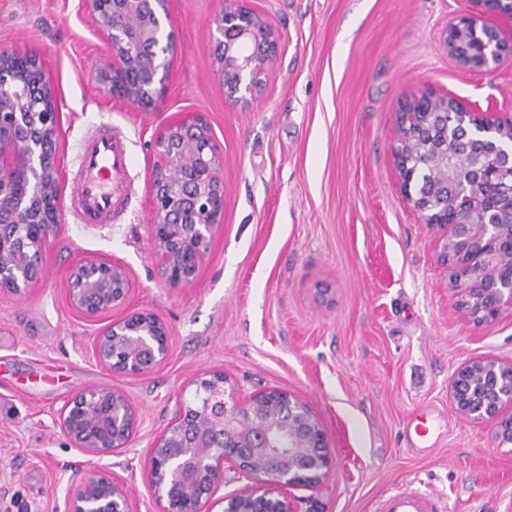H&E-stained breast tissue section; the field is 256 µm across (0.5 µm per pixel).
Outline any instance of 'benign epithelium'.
<instances>
[{
  "label": "benign epithelium",
  "mask_w": 512,
  "mask_h": 512,
  "mask_svg": "<svg viewBox=\"0 0 512 512\" xmlns=\"http://www.w3.org/2000/svg\"><path fill=\"white\" fill-rule=\"evenodd\" d=\"M169 0H91L98 34L109 48L100 73L103 90L129 104L149 107L164 95L178 51L166 29ZM482 12L512 16V0H474ZM217 73L227 99L246 104L263 87L278 48V34L247 0H225L213 20ZM448 50L465 67L485 71L507 46L499 31L464 15L448 25ZM395 149L406 200L425 223L446 225L442 258L463 300L478 303L479 320L512 304V226L497 223L512 203V151L497 146L501 120L472 112L448 96L422 93L399 114ZM60 113L37 54L0 45V290L21 296L36 283L43 249L61 223L64 187L58 174ZM414 125L432 143L442 131L443 168L414 183L403 136ZM151 244L164 280L179 287L194 280L214 229L224 223L223 155L208 120L198 112L164 120L153 143ZM497 184V194L483 192ZM128 269L114 260H87L67 275L71 305L95 317L126 303ZM168 328L152 312L137 310L94 340L92 355L115 373L135 374L168 353ZM190 401L175 414L150 449L149 484L165 512H294L288 492L319 484L332 464L324 430L310 408L275 388L239 403L224 401V374L194 381ZM456 408L473 419L499 416L512 403V362L471 361L455 374ZM138 418L118 392L98 388L57 411V425L86 456L101 458L126 447ZM276 461L270 470L253 462ZM251 480L244 492L217 499L224 464ZM63 512H132L127 487L110 471L89 468L68 486Z\"/></svg>",
  "instance_id": "obj_1"
}]
</instances>
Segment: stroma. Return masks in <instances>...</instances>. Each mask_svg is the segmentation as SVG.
<instances>
[{"label":"stroma","mask_w":512,"mask_h":512,"mask_svg":"<svg viewBox=\"0 0 512 512\" xmlns=\"http://www.w3.org/2000/svg\"><path fill=\"white\" fill-rule=\"evenodd\" d=\"M280 36L264 90L228 101L211 22L224 0H169L179 51L164 100L137 107L102 91L107 60L88 0H0V44L38 52L58 110L59 176L72 189L77 143L92 125L125 133L134 201L116 224L63 213L25 296L0 291V512H56L89 466L56 421L92 388L122 394L139 423L98 460L122 477L133 512H163L148 452L182 389L211 372L239 396L279 388L319 420L328 475L292 490L297 512H370L391 485L443 497L447 512H512V453L494 420L459 413L451 383L483 357L512 362V305L479 321L460 304L441 257L442 229L405 199L394 157L402 103L425 90L471 111L512 118V18L487 17L511 48L490 69L449 53L451 21L470 0H250ZM177 112L206 116L224 160V222L194 281L169 286L151 252V144ZM116 259L130 273L125 306L89 319L66 293L72 265ZM168 327L155 368L113 373L90 356L97 334L131 310ZM425 409L435 434L408 449L407 417Z\"/></svg>","instance_id":"stroma-1"}]
</instances>
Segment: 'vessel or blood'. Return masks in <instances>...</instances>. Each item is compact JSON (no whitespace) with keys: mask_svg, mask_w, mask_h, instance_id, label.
Segmentation results:
<instances>
[{"mask_svg":"<svg viewBox=\"0 0 512 512\" xmlns=\"http://www.w3.org/2000/svg\"><path fill=\"white\" fill-rule=\"evenodd\" d=\"M78 174L70 212L82 224L104 225L120 218L131 202V153L123 134L103 123L78 147ZM373 512H447L445 501L419 487L393 486L373 504Z\"/></svg>","mask_w":512,"mask_h":512,"instance_id":"b4317fda","label":"vessel or blood"}]
</instances>
